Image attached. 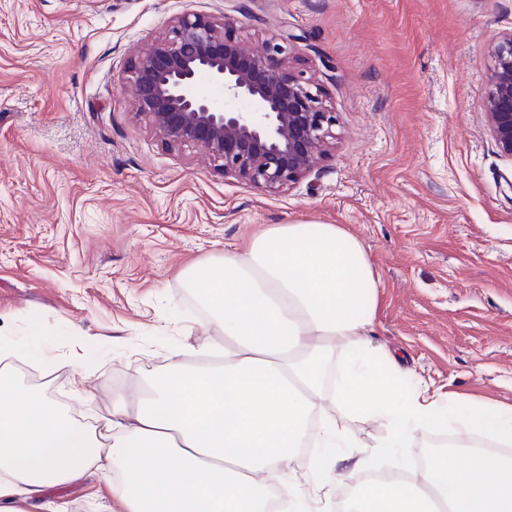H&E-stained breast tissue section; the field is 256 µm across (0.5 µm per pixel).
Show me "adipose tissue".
<instances>
[{"label": "adipose tissue", "instance_id": "1", "mask_svg": "<svg viewBox=\"0 0 512 512\" xmlns=\"http://www.w3.org/2000/svg\"><path fill=\"white\" fill-rule=\"evenodd\" d=\"M220 345L192 363L174 354L136 400L120 398L104 435L0 379V512H57L46 487L102 477L122 512H327L325 477L363 470L389 448L452 430L463 458L440 453L415 481L378 480L350 512H512V406L440 402L422 381L401 386L398 354L374 346L379 280L363 243L338 224H274L225 253L223 271L191 272ZM381 423L357 455L337 410ZM324 449L301 484L288 468L303 443Z\"/></svg>", "mask_w": 512, "mask_h": 512}]
</instances>
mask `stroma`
I'll list each match as a JSON object with an SVG mask.
<instances>
[{
	"instance_id": "35a3bbf8",
	"label": "stroma",
	"mask_w": 512,
	"mask_h": 512,
	"mask_svg": "<svg viewBox=\"0 0 512 512\" xmlns=\"http://www.w3.org/2000/svg\"><path fill=\"white\" fill-rule=\"evenodd\" d=\"M185 13L295 70L336 149L262 192L134 115L131 60ZM512 0H0V344L14 377L83 424L174 352L220 343L188 272L272 224H339L379 276L374 344L436 393L512 405V159L487 130L491 45ZM81 356L79 373L51 364ZM99 476L48 487L121 512Z\"/></svg>"
}]
</instances>
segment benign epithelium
<instances>
[{"label": "benign epithelium", "instance_id": "benign-epithelium-1", "mask_svg": "<svg viewBox=\"0 0 512 512\" xmlns=\"http://www.w3.org/2000/svg\"><path fill=\"white\" fill-rule=\"evenodd\" d=\"M281 35L251 54L230 21L188 13L130 62L135 115L167 146L194 148L233 177L270 194L305 177L336 148V112L322 86L290 65ZM483 107L490 135L512 159V30L493 49ZM229 104L199 96L197 80Z\"/></svg>", "mask_w": 512, "mask_h": 512}]
</instances>
